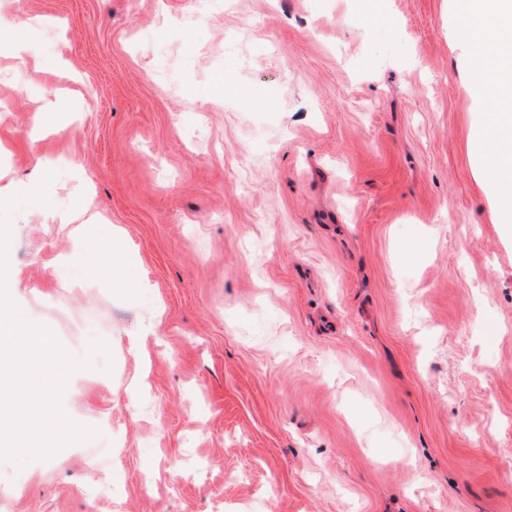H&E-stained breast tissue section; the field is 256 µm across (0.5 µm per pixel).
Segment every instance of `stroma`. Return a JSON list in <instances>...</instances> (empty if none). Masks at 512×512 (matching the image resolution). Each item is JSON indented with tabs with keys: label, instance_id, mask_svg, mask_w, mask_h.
<instances>
[{
	"label": "stroma",
	"instance_id": "stroma-1",
	"mask_svg": "<svg viewBox=\"0 0 512 512\" xmlns=\"http://www.w3.org/2000/svg\"><path fill=\"white\" fill-rule=\"evenodd\" d=\"M0 16L44 67L30 89L0 54V171L52 177L9 215V289L112 386L47 481L0 462V512H512V232L467 0ZM81 204L76 247L47 217ZM118 240L125 287L46 266Z\"/></svg>",
	"mask_w": 512,
	"mask_h": 512
}]
</instances>
